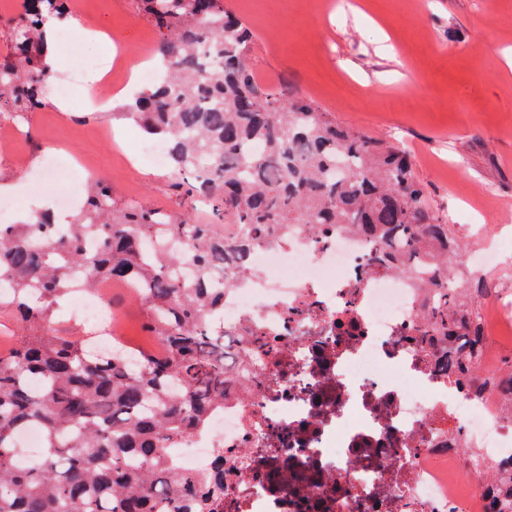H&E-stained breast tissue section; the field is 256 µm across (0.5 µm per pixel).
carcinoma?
Segmentation results:
<instances>
[{
    "mask_svg": "<svg viewBox=\"0 0 512 512\" xmlns=\"http://www.w3.org/2000/svg\"><path fill=\"white\" fill-rule=\"evenodd\" d=\"M159 36L163 80L124 112L161 140L167 165L192 181L226 237L184 214L122 203L100 177L68 215L69 238L33 217L0 224V305L28 323L0 352V512H217L224 454L185 472L176 439L202 430L224 407V331L213 319L224 268L290 224H347L374 243L371 264L426 273L424 310L445 345L448 376L470 366L481 307L471 286L440 270L461 259L457 225L431 205L410 157L336 123L308 98L259 83L247 60L252 33L224 0H133ZM67 0H23L0 55V115L18 123L44 105L54 73L46 32ZM134 286L157 352L60 336L59 302L75 285ZM37 426L39 458L18 461L17 433Z\"/></svg>",
    "mask_w": 512,
    "mask_h": 512,
    "instance_id": "cac0c4a2",
    "label": "carcinoma"
}]
</instances>
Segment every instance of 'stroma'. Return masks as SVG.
Returning a JSON list of instances; mask_svg holds the SVG:
<instances>
[{
  "instance_id": "35a3bbf8",
  "label": "stroma",
  "mask_w": 512,
  "mask_h": 512,
  "mask_svg": "<svg viewBox=\"0 0 512 512\" xmlns=\"http://www.w3.org/2000/svg\"><path fill=\"white\" fill-rule=\"evenodd\" d=\"M252 33L247 52L254 71L281 76L282 87L305 95L339 124L391 143L414 161L433 207L458 224L467 253L502 242L500 263L482 269L512 299V29H495V16L512 17V0H268L279 21L270 32L264 14L247 0H224ZM97 30L135 46L151 23L132 0H82ZM93 89L76 86L66 102L48 96L32 113L13 155L0 154V184L18 186L48 155L70 163L98 155L116 196L185 213L209 224L199 196L177 190L168 168L143 157L142 133L121 118L123 102L93 111ZM494 189L492 203L479 198ZM106 296L121 315L129 344L146 336L145 309L120 284Z\"/></svg>"
}]
</instances>
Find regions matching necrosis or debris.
Returning a JSON list of instances; mask_svg holds the SVG:
<instances>
[{
  "mask_svg": "<svg viewBox=\"0 0 512 512\" xmlns=\"http://www.w3.org/2000/svg\"><path fill=\"white\" fill-rule=\"evenodd\" d=\"M371 251L347 225L292 224L226 269L236 371L179 443L192 471L223 454L224 512H499L486 473L512 472V402L439 371L427 280Z\"/></svg>",
  "mask_w": 512,
  "mask_h": 512,
  "instance_id": "1",
  "label": "necrosis or debris"
}]
</instances>
